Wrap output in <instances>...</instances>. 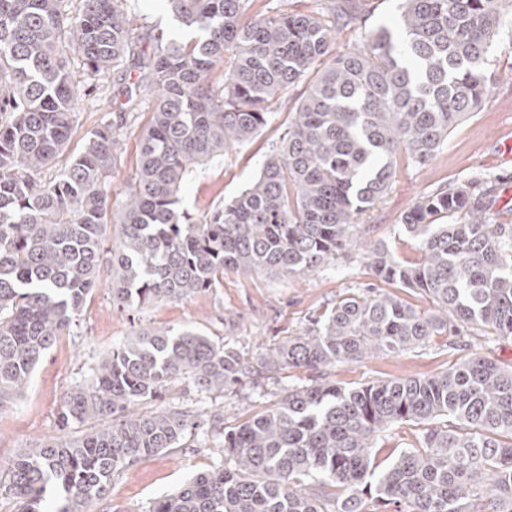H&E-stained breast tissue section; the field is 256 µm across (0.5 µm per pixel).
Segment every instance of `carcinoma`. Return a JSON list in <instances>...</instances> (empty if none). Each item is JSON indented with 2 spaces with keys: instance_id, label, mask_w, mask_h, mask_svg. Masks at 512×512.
I'll return each instance as SVG.
<instances>
[{
  "instance_id": "cac0c4a2",
  "label": "carcinoma",
  "mask_w": 512,
  "mask_h": 512,
  "mask_svg": "<svg viewBox=\"0 0 512 512\" xmlns=\"http://www.w3.org/2000/svg\"><path fill=\"white\" fill-rule=\"evenodd\" d=\"M161 2L193 37L155 26L141 48L128 0H0V404L77 322L104 272L112 304L124 308L213 288L226 269L295 277L345 256L398 162L429 165L457 122L478 111L496 81L489 50L512 21V0H402L396 38L366 26L364 0H314L308 12L291 0L256 12L253 0ZM351 25L356 46L336 50V31ZM132 56L139 76L130 85ZM71 57L90 79L117 76L124 111L48 181L43 171L69 141L86 95ZM300 84L288 132L260 174L200 219L180 211V188L197 169L252 140ZM143 110L151 121L107 251L114 152L130 115ZM485 195L446 184L416 201L402 218L423 255L414 266L381 244L366 251L374 277L424 293L432 310L372 288L254 364L192 329L141 331L64 400L61 428L107 426L48 439L13 460L21 512H51L50 491L56 512H87L112 474L175 447L195 426L193 413L134 410L169 384L222 392L245 377L258 387L285 368L317 379L224 432L228 467L188 479L150 512H368L371 502L512 512V368L478 355L428 377L356 387L323 376L436 335L512 337V224L478 216ZM400 422L422 426L421 447L379 470L376 440ZM306 478L335 492H306Z\"/></svg>"
}]
</instances>
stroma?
<instances>
[{
  "label": "stroma",
  "mask_w": 512,
  "mask_h": 512,
  "mask_svg": "<svg viewBox=\"0 0 512 512\" xmlns=\"http://www.w3.org/2000/svg\"><path fill=\"white\" fill-rule=\"evenodd\" d=\"M489 65L500 80L480 110L451 131L431 165L419 169L398 164L390 189L359 220L363 238L385 243L402 264L410 266L420 259L413 238L402 228L403 215L418 197L451 181L485 176L494 181L488 194L494 201L502 185L512 184V161L504 160L497 149L499 139L512 133L511 26L501 29L490 50ZM89 87L92 103L79 111L65 150L45 171V178H54L68 167L107 113L106 105L113 97L111 79L92 80ZM297 96V90H290L254 139L203 165L183 185L180 208L200 218L239 194L260 172L273 145L279 143ZM148 121V113L141 112L128 126L111 170L113 190H122L133 180L139 140ZM373 282L365 258L353 251L347 258L301 277L244 275L228 270L215 288L182 299L120 309L112 304L109 276H101L77 326L57 337L25 387L0 405V512H19V503L8 489L13 459L44 439H75L89 431L86 423L61 428L59 416L66 396L88 383L93 367L140 330L190 328L238 348L252 360L288 338L304 335L322 312L344 297L364 293ZM460 342L459 348L452 349L447 336H435L424 347L399 355L379 352L358 362L337 364L329 369L328 378L338 385L355 387L377 379L424 377L472 353L512 366V338L488 343L472 335L461 337ZM311 377L303 368L285 369L259 393L246 381L220 394H201L186 382H176L161 399L144 404V411L193 406L203 413L205 423L186 434L177 448L143 457L113 474L107 496L94 502L91 512H149L161 494L197 474L223 468L224 437L210 427L208 416L220 412L225 427H233L277 402L288 385Z\"/></svg>",
  "instance_id": "35a3bbf8"
}]
</instances>
